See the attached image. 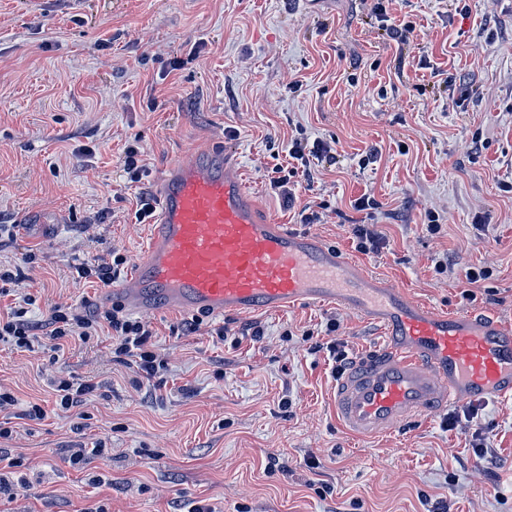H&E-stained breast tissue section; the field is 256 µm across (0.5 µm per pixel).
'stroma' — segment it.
<instances>
[{
	"label": "stroma",
	"mask_w": 512,
	"mask_h": 512,
	"mask_svg": "<svg viewBox=\"0 0 512 512\" xmlns=\"http://www.w3.org/2000/svg\"><path fill=\"white\" fill-rule=\"evenodd\" d=\"M389 10L412 26L409 43L383 34L370 0H0V224L19 227L0 241V264L21 273L0 307L34 298L37 321L57 304L98 310L103 285L78 281L76 266L114 252L135 263L149 233L134 219L138 191L228 140L278 223L438 311L511 324L512 0H393ZM297 138L324 143L336 162L292 177L289 205L268 174ZM135 143L148 164L137 186L120 168ZM363 196L377 208L356 210ZM305 207L322 223L301 225ZM33 212L63 221L47 232L30 225ZM357 224L380 234L379 252L357 251ZM470 267L493 271L473 301L462 296ZM146 319L168 363L149 388L104 336L58 353L45 340L23 352L0 344V388L18 399L0 422L34 403L46 412L0 440L29 466L28 488L0 512H83L92 500L168 512L178 499L223 512H434L440 502L512 512L510 402L481 404L452 431L440 417L366 440L339 428L325 345L369 358L378 323L330 303L208 316L193 332L180 314ZM250 324L261 337L237 347L211 333ZM58 377L97 383L83 417L58 409ZM477 428L497 456L493 484L471 457ZM98 439L104 458L68 463L70 449ZM314 458L332 496L312 484Z\"/></svg>",
	"instance_id": "stroma-1"
}]
</instances>
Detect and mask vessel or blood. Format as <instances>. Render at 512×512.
Instances as JSON below:
<instances>
[{
	"label": "vessel or blood",
	"mask_w": 512,
	"mask_h": 512,
	"mask_svg": "<svg viewBox=\"0 0 512 512\" xmlns=\"http://www.w3.org/2000/svg\"><path fill=\"white\" fill-rule=\"evenodd\" d=\"M142 257L103 302L130 313L214 317L332 302L379 322L380 351L336 378L340 428L391 433L463 402H512V326L490 314L448 315L368 275L308 233L261 215L231 150L195 152L166 166Z\"/></svg>",
	"instance_id": "1"
}]
</instances>
